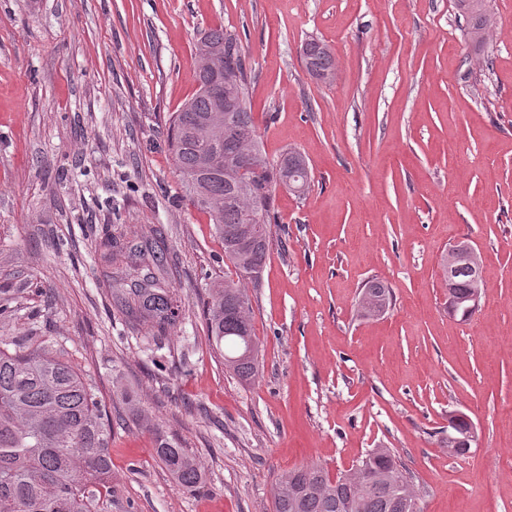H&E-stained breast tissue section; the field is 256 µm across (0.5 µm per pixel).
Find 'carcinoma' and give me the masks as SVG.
<instances>
[{"label": "carcinoma", "instance_id": "carcinoma-1", "mask_svg": "<svg viewBox=\"0 0 512 512\" xmlns=\"http://www.w3.org/2000/svg\"><path fill=\"white\" fill-rule=\"evenodd\" d=\"M466 19L467 39L480 37L488 0H455ZM198 89L171 114L167 141L181 174L185 197L209 216L224 257L237 279L210 288L205 320L213 349L225 369L242 381L258 374L262 344L255 336L246 285L258 284L271 247L275 219L273 191L283 186L301 196L310 187L308 163L290 149L272 162L263 152L251 111L252 67L239 34L222 26L203 33L196 44ZM306 71L326 80L336 74V56L326 43L302 46ZM244 139L224 142L222 166H208L218 124ZM99 249L112 265V279L123 281L135 269L136 251L123 233L107 229ZM482 259L456 263L448 282V313L460 322L474 311L472 295L482 280ZM126 316L156 336L181 317L175 294L148 271L120 289ZM394 302V292L372 277L358 294V313L378 318ZM0 336V512H109L112 506L111 430L105 406L93 384L45 346L12 352ZM155 452L177 483L202 481L198 461L157 433ZM417 500L414 475L392 448L372 449L354 468L331 477L311 463L281 475L273 490V512H405Z\"/></svg>", "mask_w": 512, "mask_h": 512}]
</instances>
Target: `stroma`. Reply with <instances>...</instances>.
Instances as JSON below:
<instances>
[{
  "label": "stroma",
  "mask_w": 512,
  "mask_h": 512,
  "mask_svg": "<svg viewBox=\"0 0 512 512\" xmlns=\"http://www.w3.org/2000/svg\"><path fill=\"white\" fill-rule=\"evenodd\" d=\"M489 3L477 54L454 0H0V336L45 341L97 387L112 512H269L282 473L336 476L380 446L414 473L420 512H512V0ZM219 25L252 65L263 151L298 150L312 174L303 196L275 191L250 382L208 340V290L235 272L166 143ZM312 38L335 51L333 83L304 68ZM113 224L159 243L181 302L166 337L112 301L96 245ZM462 240L483 261L466 322L439 267ZM371 277L395 303L363 320ZM455 411L476 428L458 457ZM155 426L199 485L159 462Z\"/></svg>",
  "instance_id": "obj_1"
}]
</instances>
